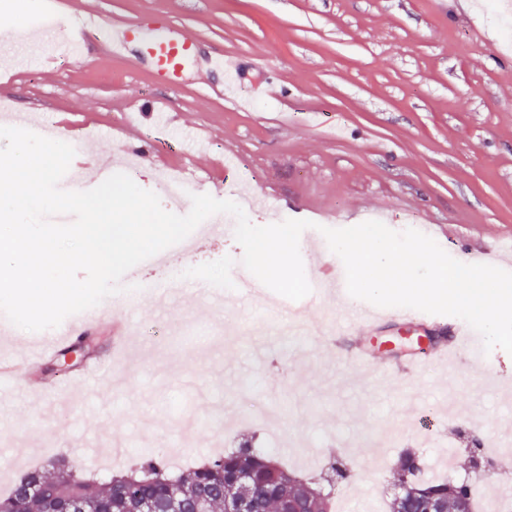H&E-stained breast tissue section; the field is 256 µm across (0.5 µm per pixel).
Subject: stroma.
<instances>
[{
	"label": "stroma",
	"instance_id": "35a3bbf8",
	"mask_svg": "<svg viewBox=\"0 0 512 512\" xmlns=\"http://www.w3.org/2000/svg\"><path fill=\"white\" fill-rule=\"evenodd\" d=\"M0 11V103L16 127L24 115H50L58 140L79 132L70 113L93 121L91 148L124 140L121 103H168L176 125L144 113L145 153L132 179L160 186L151 153L169 168L197 167V194L233 196L249 182L267 205L249 220L286 219L344 228L369 220L392 230L431 225L453 258L493 243H512V9L502 0H83L109 24L163 18L206 52L236 58L239 96L227 103L220 77L176 89L145 70L95 54L105 30L81 33L61 22L45 49L22 45L35 0ZM88 45L87 56L74 44ZM243 255L234 235L195 238L171 260L193 278L227 282ZM109 314L89 331L90 357L108 356L112 320L129 323L131 358L116 385L89 384L51 399L18 383L0 401V494L19 474L58 456L98 478L134 468L143 450L180 459L189 470L244 440L272 445L265 418L279 417L289 442L283 456L315 455L318 474L333 454L357 478L336 487L338 512H386L391 472L405 448L376 447L392 426L428 435L425 462L455 449L468 471L471 435L512 429V355L493 349L459 366L428 361L411 384L371 368L346 372L342 358L320 354L318 332L290 344L287 321L271 335L248 331L250 308L228 290L223 308L185 299L166 311L105 298ZM208 328L185 348L182 332ZM411 388L417 399L404 404Z\"/></svg>",
	"mask_w": 512,
	"mask_h": 512
}]
</instances>
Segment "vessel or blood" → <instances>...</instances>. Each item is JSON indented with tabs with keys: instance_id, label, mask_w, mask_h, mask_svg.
Here are the masks:
<instances>
[{
	"instance_id": "b4317fda",
	"label": "vessel or blood",
	"mask_w": 512,
	"mask_h": 512,
	"mask_svg": "<svg viewBox=\"0 0 512 512\" xmlns=\"http://www.w3.org/2000/svg\"><path fill=\"white\" fill-rule=\"evenodd\" d=\"M55 3V8L42 12L34 23L32 35L37 41H45L63 20L82 31L101 26L103 23L98 15L79 9L75 0H55ZM98 52L100 55L146 68L150 75L162 84L176 85L188 77L199 78L211 74L223 75L228 80L240 75L236 59L216 52L202 54L197 41L184 29L156 19L112 26L100 43ZM111 170L112 166L106 159L93 163L79 161L70 166L64 180L68 183H91ZM305 253L307 263L314 270L310 279L313 294L335 302L343 313L342 319L325 324L322 343L327 349H334L337 338L346 335L352 328L359 329L363 335L372 336L388 326H407L417 331H426L438 326V319L427 317L415 309L377 307L365 301H353L347 292L344 271L323 267L322 255L317 248L316 240L307 241ZM236 286L242 300L259 307L268 318H287L288 326L292 329L305 327L308 308L304 303L279 296L244 269L239 270L236 275ZM180 293L210 306H220L224 303L223 289L204 280L197 281L193 287L182 292L171 285H160L153 289L149 301L153 305L164 306ZM97 319L98 315L94 312L74 314L50 334L30 341L24 354L13 356L5 362L0 361V394L11 390L18 378H35L46 356L63 350L75 330L96 323ZM128 341V328H114L109 362L87 363L77 374L69 376L64 382L57 380L47 384L37 381V389L48 397L66 382L77 385L111 379L117 363L124 360L127 355ZM479 343V333L465 321L456 320L451 325L448 342L430 347L425 354L414 353L397 366H389L386 359L378 357L377 353L363 346L350 358L349 364L357 367L369 363L380 371H395L401 379L406 380L421 364L423 356L438 359L452 356L459 359L474 354Z\"/></svg>"
}]
</instances>
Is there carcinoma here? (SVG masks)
I'll list each match as a JSON object with an SVG mask.
<instances>
[{
	"instance_id": "1",
	"label": "carcinoma",
	"mask_w": 512,
	"mask_h": 512,
	"mask_svg": "<svg viewBox=\"0 0 512 512\" xmlns=\"http://www.w3.org/2000/svg\"><path fill=\"white\" fill-rule=\"evenodd\" d=\"M418 459L414 453L402 455L393 474L403 484L401 498L392 499L389 512H422L432 499L446 512L475 502L474 481H425L418 478ZM327 466L344 481L354 478L353 466L340 456L331 457ZM243 496L249 512H283L293 500L304 501L310 512H330L329 494L319 482L283 469L273 455L249 443L179 473L171 472L160 457L144 455L132 474H116L103 483L88 479L76 461L58 457L51 469L30 470L15 481L8 495L0 497V512H50L73 499L76 507L97 512H141L146 503L168 500L181 504L183 512H196L201 501L207 512H224L226 500Z\"/></svg>"
}]
</instances>
